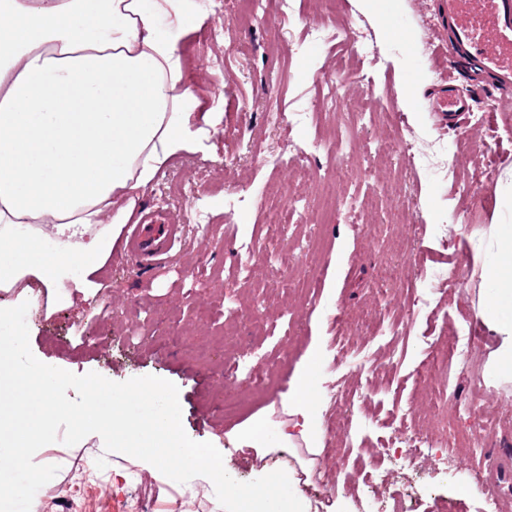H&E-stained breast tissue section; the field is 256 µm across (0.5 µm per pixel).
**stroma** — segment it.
<instances>
[{"label":"stroma","instance_id":"1","mask_svg":"<svg viewBox=\"0 0 512 512\" xmlns=\"http://www.w3.org/2000/svg\"><path fill=\"white\" fill-rule=\"evenodd\" d=\"M207 18L203 29L225 26L223 41L202 42L203 29L184 35L188 78L206 109L223 118L206 152L173 159L159 174L141 207L182 227L169 258L147 265L115 248L101 271L102 288L87 302L47 314L30 305L26 322L32 353L43 363L76 375L90 372L123 382L154 375L179 390L182 424L190 438L213 443L237 481L259 478L260 464L281 467L308 458L306 447L279 445L288 419L282 401L287 386L309 368L313 418L321 435L314 455L327 463L334 448L348 461L339 479L314 475L298 490L318 512H482L472 483L485 458L512 453V425H491L479 453L456 455L449 468L433 457L405 453V419L411 404L427 396L414 370L430 352L425 336L453 343L454 329L490 305L496 288L483 266L494 259L497 225H512V138L498 141L492 156L476 152L472 139L512 127L502 114L503 97L478 90V77L464 63L454 66L459 92L472 99L482 123L463 116L448 124L432 101L444 74L433 58L448 41L439 0H378L368 11L361 0H336L327 14L320 0H294V11L273 17L251 0H193ZM344 23L349 41L336 39ZM372 49L362 66L351 59V40ZM336 83V102L325 99ZM300 112L292 131L273 127V107ZM401 125L420 148L441 143L457 160L454 180L409 157L389 155V134ZM270 152L258 158L255 145ZM310 150L306 176H296L291 158ZM478 177L472 196L457 182ZM293 208L281 239L266 235L268 206ZM448 240L440 242V225ZM290 253V280L268 266V256ZM460 262L459 282L436 283L437 312L423 311L389 344L373 334L401 320L410 293L407 280L419 265L438 268ZM243 310L238 322L226 305ZM497 336L478 324L468 357L449 362L432 389L440 413L432 427L456 445L472 423L467 407L512 414V370L491 374ZM241 351L266 356L263 385L224 380V355ZM346 394L362 393L350 434L327 428L321 410L336 382ZM243 400L237 415L228 399ZM262 419L270 448L264 462L235 447L227 435ZM402 455L384 483L362 477L385 458V445ZM35 463L58 472L36 493L31 512H223L213 484L192 478L180 484L139 460L106 451L99 435L76 445L42 447Z\"/></svg>","mask_w":512,"mask_h":512}]
</instances>
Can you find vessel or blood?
I'll return each mask as SVG.
<instances>
[{
    "label": "vessel or blood",
    "mask_w": 512,
    "mask_h": 512,
    "mask_svg": "<svg viewBox=\"0 0 512 512\" xmlns=\"http://www.w3.org/2000/svg\"><path fill=\"white\" fill-rule=\"evenodd\" d=\"M448 36L461 59L477 65L489 78L488 88L512 91V0H440ZM471 100L454 82L439 92L434 107L449 118L469 112ZM181 232L177 224H157L149 216L129 225L126 242L131 256L153 261L165 255Z\"/></svg>",
    "instance_id": "vessel-or-blood-1"
}]
</instances>
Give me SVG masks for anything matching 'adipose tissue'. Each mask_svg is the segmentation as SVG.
<instances>
[{
    "mask_svg": "<svg viewBox=\"0 0 512 512\" xmlns=\"http://www.w3.org/2000/svg\"><path fill=\"white\" fill-rule=\"evenodd\" d=\"M186 0H0V335L33 291L47 313L92 297L122 227L174 157L203 150L222 115L185 77ZM486 268L494 306L512 308V225ZM54 379L9 374L0 409L47 426ZM280 444L318 436L298 376Z\"/></svg>",
    "mask_w": 512,
    "mask_h": 512,
    "instance_id": "ef3b65f1",
    "label": "adipose tissue"
}]
</instances>
